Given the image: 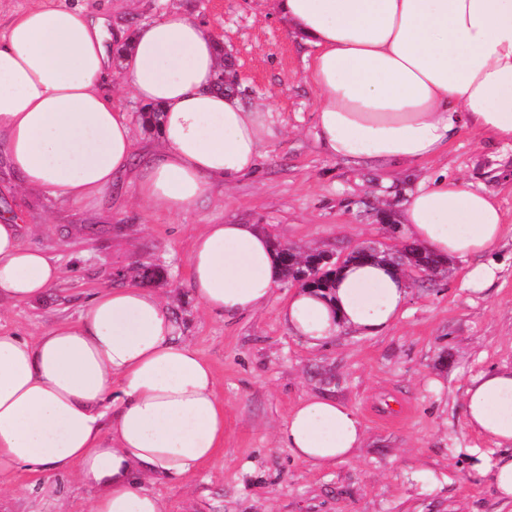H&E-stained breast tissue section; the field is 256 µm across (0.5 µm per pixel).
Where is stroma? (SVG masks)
<instances>
[{"mask_svg": "<svg viewBox=\"0 0 512 512\" xmlns=\"http://www.w3.org/2000/svg\"><path fill=\"white\" fill-rule=\"evenodd\" d=\"M127 31L160 19L167 0H81ZM229 53L246 105L268 104L287 121L266 146L258 172L216 186L203 214L151 213L128 182L111 199L79 209L35 192H1L0 208L20 215L22 239L61 266V280L38 300L0 304V329L36 339L78 318L100 289L147 283L181 324L184 340L212 365L224 402V445L182 484L156 483L167 512H512L490 476L477 475L461 449L478 444L464 425L462 392L479 372L512 364V151L463 130L447 151L393 169L356 168L325 156L312 130L317 98L306 78L312 49L266 0H177ZM125 58L112 55L115 102L130 118L139 154L156 148L157 131L121 90ZM449 175L495 192L508 226L493 253L501 271L484 293L462 285L454 267L425 280L409 277L402 316L378 336L341 331L308 346L282 323L294 288L279 281L260 313L231 321L204 311L190 286L193 238L205 218L254 224L274 241L346 254L367 244L402 249L406 240L381 224L398 217L405 192L424 174ZM352 407L368 439L328 471L294 459L275 440L291 407L309 394ZM9 512H89L92 494L68 479L15 475L4 493Z\"/></svg>", "mask_w": 512, "mask_h": 512, "instance_id": "35a3bbf8", "label": "stroma"}]
</instances>
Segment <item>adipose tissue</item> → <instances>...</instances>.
I'll return each instance as SVG.
<instances>
[{"instance_id": "ef3b65f1", "label": "adipose tissue", "mask_w": 512, "mask_h": 512, "mask_svg": "<svg viewBox=\"0 0 512 512\" xmlns=\"http://www.w3.org/2000/svg\"><path fill=\"white\" fill-rule=\"evenodd\" d=\"M314 54V135L331 159L357 166L430 159L466 129L512 147V0H270ZM130 42L121 86L159 107L158 148L134 166L136 140L106 87L112 49ZM224 60L211 33L173 5L133 35L83 5H39L0 37V164L17 190L88 208L132 174L154 213L198 212L216 185L251 176L284 129L271 107H246L214 89ZM402 233L435 258L464 262L482 293L500 269L491 254L506 226L497 196L439 174L409 189ZM203 309L227 319L260 312L281 276L267 235L251 224L206 221L188 257ZM63 275L25 245L16 214H0V301L45 295ZM387 262L348 263L330 290L301 289L280 310L311 344L350 329L375 336L408 296ZM211 365L182 339L155 293L129 284L96 292L79 317L37 341L0 330V492L20 471L72 478L90 512H166L156 482L179 484L224 444V403ZM464 424L486 447L465 453L512 501V366L471 378ZM276 442L326 470L367 440L358 414L310 395Z\"/></svg>"}]
</instances>
